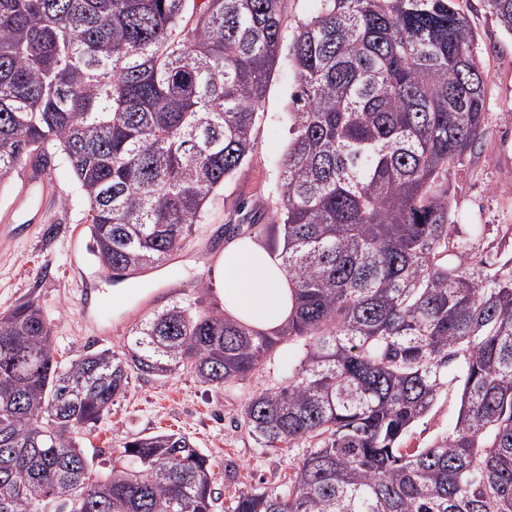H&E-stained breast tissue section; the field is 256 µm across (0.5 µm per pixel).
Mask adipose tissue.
<instances>
[{
  "instance_id": "obj_1",
  "label": "adipose tissue",
  "mask_w": 512,
  "mask_h": 512,
  "mask_svg": "<svg viewBox=\"0 0 512 512\" xmlns=\"http://www.w3.org/2000/svg\"><path fill=\"white\" fill-rule=\"evenodd\" d=\"M227 316L262 332L287 324L293 301L281 261L248 238L229 240L213 270Z\"/></svg>"
}]
</instances>
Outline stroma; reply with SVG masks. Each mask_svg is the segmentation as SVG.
<instances>
[{
	"mask_svg": "<svg viewBox=\"0 0 512 512\" xmlns=\"http://www.w3.org/2000/svg\"><path fill=\"white\" fill-rule=\"evenodd\" d=\"M463 9L487 83L488 122L481 144L456 168L451 198L458 224H481L478 242L488 253L512 242V34L503 30L484 0H463ZM296 89L288 50H281L253 130L254 146L223 187L212 196L201 223L192 225L183 246L162 266L115 282L100 268L91 248L86 207L69 166L52 160L46 185L24 188L23 172L0 186V314L32 300L51 330L56 360L66 363L86 351L123 352L142 322L174 303L222 309L212 271L229 240L224 227L240 211L253 215L248 234L267 249L279 246L275 211L279 204L281 160L292 124L290 97ZM26 209H15L20 190ZM294 341L281 339L263 368L246 380L202 383L193 372L167 377H133L110 413L80 435L88 453L111 460L132 438L171 432L189 437L216 466L218 480L211 512H232L236 497L253 489L276 491L292 477L305 451L264 448L249 434L242 415L251 397L288 383ZM455 397L441 398L413 430L407 445L428 446L456 422Z\"/></svg>",
	"mask_w": 512,
	"mask_h": 512,
	"instance_id": "1",
	"label": "stroma"
}]
</instances>
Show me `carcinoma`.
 <instances>
[{"label":"carcinoma","mask_w":512,"mask_h":512,"mask_svg":"<svg viewBox=\"0 0 512 512\" xmlns=\"http://www.w3.org/2000/svg\"><path fill=\"white\" fill-rule=\"evenodd\" d=\"M283 2L0 0V185L58 154L103 271L160 265L252 149ZM316 2L276 207L301 349L244 409L258 444L307 454L233 512H512V251L480 252L450 202L488 117L473 30L458 0ZM485 3L512 33V0ZM274 345L175 304L128 352L63 365L35 301L1 314L0 512H209L215 470L186 436L130 440L100 473L78 434L134 373L219 385ZM449 392L448 434L405 447Z\"/></svg>","instance_id":"obj_1"}]
</instances>
